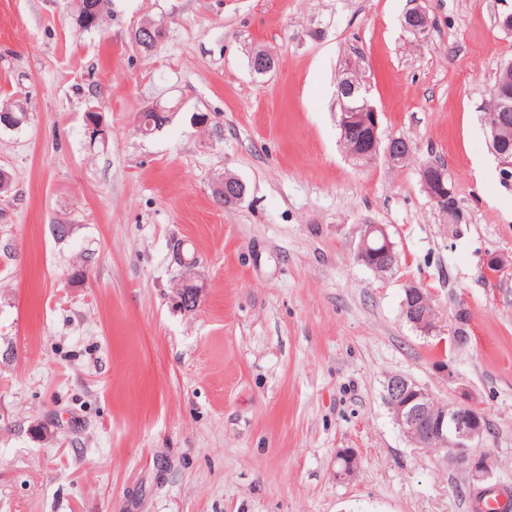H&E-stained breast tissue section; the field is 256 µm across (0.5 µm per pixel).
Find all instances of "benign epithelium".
Returning <instances> with one entry per match:
<instances>
[{
    "label": "benign epithelium",
    "instance_id": "7a95c632",
    "mask_svg": "<svg viewBox=\"0 0 512 512\" xmlns=\"http://www.w3.org/2000/svg\"><path fill=\"white\" fill-rule=\"evenodd\" d=\"M429 24L427 15L421 11H413L406 16L405 29L419 33ZM165 29L159 25L150 27L141 25L133 33V38L142 47L155 46L164 37ZM275 65L274 57L259 51L252 55L250 67L258 75L271 71ZM495 93L500 99L498 116L493 123H487L490 134L492 152L500 162L503 170L512 171V156L506 154L502 145L504 139L512 133V60L499 66ZM338 126L342 131L358 130L363 133L367 147L360 159L371 163L379 155L386 161L396 165L412 154V147L401 137H393L386 147H381L379 136L380 116L368 98L359 97L356 104L345 106L339 113ZM421 181L425 191L436 207L446 212L453 210L454 222H461V215L454 206V196L448 185L447 169L433 161L423 165ZM242 181L235 176H226L218 194L231 201L239 197ZM359 260L371 266L377 272H385L394 265V245L386 228L381 224H366L358 250ZM193 266L184 269V276L179 293L185 296L189 304L197 301L199 289L190 288ZM407 300L403 301V314L409 323L421 332L431 335L437 331L436 313L432 297L424 290L409 286L406 288ZM468 316L461 309L457 314V324L453 330L451 342L461 346L468 340ZM384 394L395 423L410 441L425 447L430 442H437L444 450L450 452L456 463L464 465L471 472L473 480L485 481L490 474V463L484 455L474 453L473 443L485 431V419L472 407L455 403H439L414 380L393 375L384 386ZM339 464L337 475L343 478L352 477L358 469V455L351 449L341 450L336 457Z\"/></svg>",
    "mask_w": 512,
    "mask_h": 512
}]
</instances>
